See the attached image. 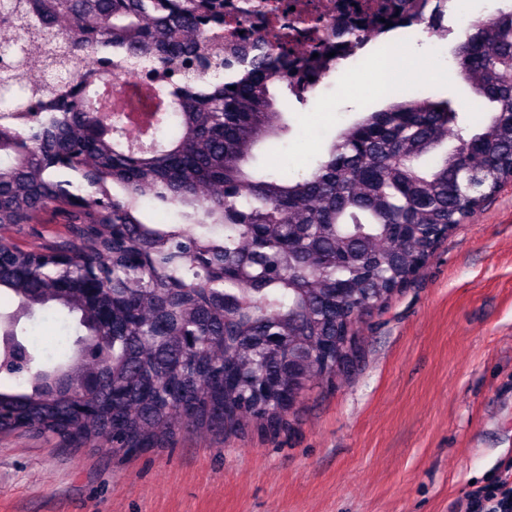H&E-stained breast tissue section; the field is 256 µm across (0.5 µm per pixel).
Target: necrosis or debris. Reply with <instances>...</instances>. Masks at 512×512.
<instances>
[{"label":"necrosis or debris","instance_id":"necrosis-or-debris-1","mask_svg":"<svg viewBox=\"0 0 512 512\" xmlns=\"http://www.w3.org/2000/svg\"><path fill=\"white\" fill-rule=\"evenodd\" d=\"M289 19L298 21L303 35L294 39L291 49L301 55L316 54L328 66L345 60L362 65L357 47L348 44L343 35L353 20L371 22L368 41L379 44L378 63L395 75H403V55L399 42L408 40L419 23H427L434 45L448 38L446 21L458 11L459 0H401L391 7V0H279Z\"/></svg>","mask_w":512,"mask_h":512}]
</instances>
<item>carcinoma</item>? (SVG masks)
I'll use <instances>...</instances> for the list:
<instances>
[{
  "label": "carcinoma",
  "mask_w": 512,
  "mask_h": 512,
  "mask_svg": "<svg viewBox=\"0 0 512 512\" xmlns=\"http://www.w3.org/2000/svg\"><path fill=\"white\" fill-rule=\"evenodd\" d=\"M0 310L28 367L0 433L25 431L129 453L177 431H277L309 390L361 354L353 327L407 285L448 232L512 183V9L478 19L454 53L475 112L421 90L333 137L304 175L266 174L254 150L288 136L278 107L329 68L275 39L227 29L224 0H0ZM244 0L241 15H275ZM132 76L142 127L112 110ZM452 149L435 155L448 139ZM62 173L80 177L76 187ZM177 210L178 224L153 214ZM61 230L13 238L35 218ZM65 276L73 288L56 287ZM98 285L89 300L79 285ZM75 316L73 355L37 360L23 323ZM87 376L86 405L72 387Z\"/></svg>",
  "instance_id": "carcinoma-1"
}]
</instances>
